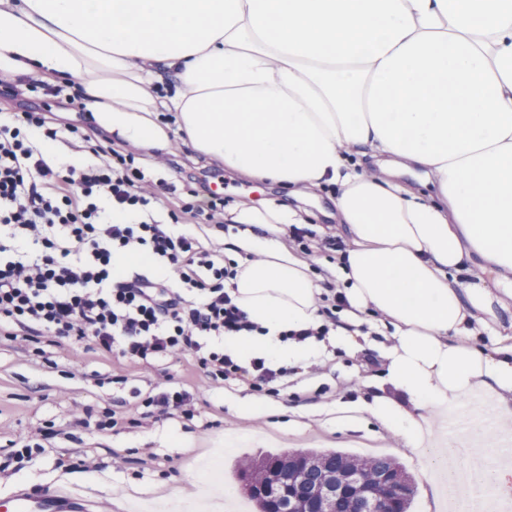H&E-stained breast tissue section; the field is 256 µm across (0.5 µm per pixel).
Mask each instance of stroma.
Segmentation results:
<instances>
[{
	"label": "stroma",
	"instance_id": "stroma-1",
	"mask_svg": "<svg viewBox=\"0 0 512 512\" xmlns=\"http://www.w3.org/2000/svg\"><path fill=\"white\" fill-rule=\"evenodd\" d=\"M11 87L0 81V103L7 111L36 110L55 125H75L93 134L85 110L70 92L57 96L49 89L25 90L12 97ZM190 153L177 144L163 162L138 158L146 176L158 183L150 205L157 220L193 234L205 248L223 249L225 239L240 227L206 224L207 195L194 198L196 216L170 217L181 206L182 188L201 180L223 193L229 211L242 204L294 209L308 232L301 239L288 234L284 244L311 264L322 286L335 285L336 257L349 243L346 226L336 220V187L296 198L280 184L257 183L223 165L191 161ZM370 338L376 347L366 353L328 344L322 373L296 366L277 392L260 394V409L248 412L244 406L257 395L254 390L242 382L206 377L189 352L135 366L68 337L0 335V498L20 488L70 484L95 512H155L152 497L160 490L168 495V512H188L180 490L191 474L207 477L198 495L234 490L241 458L319 448L358 457L389 455L413 480L409 512H437L419 456L403 449L396 432L369 412L386 367L382 335L374 332ZM165 387L193 394V418L146 414L144 399ZM114 416L119 423L113 427L109 420ZM30 434L37 435L41 453L22 469L7 467L9 450Z\"/></svg>",
	"mask_w": 512,
	"mask_h": 512
}]
</instances>
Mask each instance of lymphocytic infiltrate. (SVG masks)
<instances>
[{
	"label": "lymphocytic infiltrate",
	"instance_id": "lymphocytic-infiltrate-1",
	"mask_svg": "<svg viewBox=\"0 0 512 512\" xmlns=\"http://www.w3.org/2000/svg\"><path fill=\"white\" fill-rule=\"evenodd\" d=\"M57 139L43 113L0 117V334L14 328L93 340L132 362L193 353L213 378L250 380L255 391L287 376L263 357L241 363L212 338L250 336L259 327L226 289L236 275L217 251L155 221L113 223L98 205L123 212L149 203L133 155L92 144L101 163L50 166L33 132ZM152 258L179 277V287L113 275L116 255Z\"/></svg>",
	"mask_w": 512,
	"mask_h": 512
}]
</instances>
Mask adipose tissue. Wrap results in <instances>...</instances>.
Segmentation results:
<instances>
[{
  "mask_svg": "<svg viewBox=\"0 0 512 512\" xmlns=\"http://www.w3.org/2000/svg\"><path fill=\"white\" fill-rule=\"evenodd\" d=\"M29 76L75 91L117 144L158 155L175 127L247 178L337 186L348 315L388 331L386 381L414 407L382 396L374 417L430 448V479L448 457L431 426L449 412L479 403L492 425L473 437L489 449L512 431V340L477 330L512 299V0H0V80ZM383 155L435 195L357 162ZM230 220L244 230L228 291L262 331L225 347L310 361L316 338H281L325 318L318 275L280 241L301 216ZM477 257L502 292L468 280Z\"/></svg>",
  "mask_w": 512,
  "mask_h": 512,
  "instance_id": "obj_1",
  "label": "adipose tissue"
}]
</instances>
